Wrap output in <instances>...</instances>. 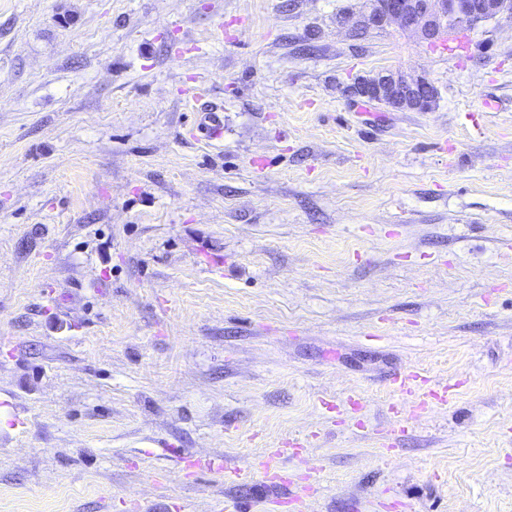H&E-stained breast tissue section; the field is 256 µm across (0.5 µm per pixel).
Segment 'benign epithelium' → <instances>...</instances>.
Wrapping results in <instances>:
<instances>
[{"label":"benign epithelium","instance_id":"benign-epithelium-1","mask_svg":"<svg viewBox=\"0 0 512 512\" xmlns=\"http://www.w3.org/2000/svg\"><path fill=\"white\" fill-rule=\"evenodd\" d=\"M458 15L472 27L504 15L512 18V0H369L353 28L384 29L396 24L432 44L438 42L444 29ZM433 87L424 75L388 70L356 79L350 92L361 100L390 102L405 110L424 112L426 101L418 96V90Z\"/></svg>","mask_w":512,"mask_h":512}]
</instances>
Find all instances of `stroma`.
<instances>
[{"instance_id":"stroma-1","label":"stroma","mask_w":512,"mask_h":512,"mask_svg":"<svg viewBox=\"0 0 512 512\" xmlns=\"http://www.w3.org/2000/svg\"><path fill=\"white\" fill-rule=\"evenodd\" d=\"M366 4L0 0V512H512V19ZM472 2L470 9L468 2ZM366 11L352 29H384L393 24L411 30L427 44L437 43L447 26L449 32L464 31L462 22L451 24L464 15L471 28L487 19L507 15L512 18L511 0H370ZM451 24V25H450ZM433 87L437 90L426 76L388 70L356 79L350 86V92L361 100L390 102L405 110L426 112V101L417 92L419 89L429 90ZM195 102L192 107L197 129L209 139H220L224 130L223 109L214 104L202 103L197 105L198 98L194 96ZM428 380L421 376L415 368H404L392 374L390 378L391 386L401 395L419 396L416 408L424 409L432 402V399L438 401H446L448 389L443 388L441 391L427 387ZM287 453L288 449L273 448L264 461L253 466L263 474V478L266 482L277 485H287L288 475L286 471L279 467V459Z\"/></svg>"}]
</instances>
